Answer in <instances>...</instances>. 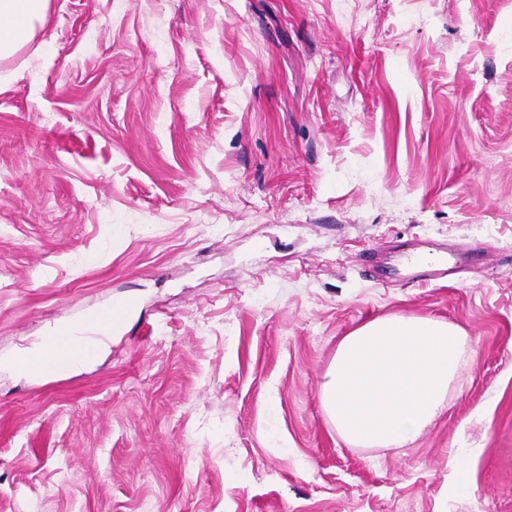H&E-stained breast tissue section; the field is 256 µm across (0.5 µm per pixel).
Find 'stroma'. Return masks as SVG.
I'll use <instances>...</instances> for the list:
<instances>
[{"mask_svg":"<svg viewBox=\"0 0 512 512\" xmlns=\"http://www.w3.org/2000/svg\"><path fill=\"white\" fill-rule=\"evenodd\" d=\"M424 244L444 281L375 284ZM120 299L93 359L17 368ZM400 313L461 370L351 446L323 376ZM0 512H512V0H50L0 59Z\"/></svg>","mask_w":512,"mask_h":512,"instance_id":"1","label":"stroma"}]
</instances>
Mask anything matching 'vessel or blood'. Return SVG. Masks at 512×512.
<instances>
[{"label":"vessel or blood","instance_id":"vessel-or-blood-1","mask_svg":"<svg viewBox=\"0 0 512 512\" xmlns=\"http://www.w3.org/2000/svg\"><path fill=\"white\" fill-rule=\"evenodd\" d=\"M442 273L441 261L408 255L394 266L386 268L382 276L386 279L396 276L411 283L432 280ZM127 310V302L118 301L92 310L80 326L58 325L53 331L52 339L63 356L52 365V372L58 375L67 374L79 361L92 358L107 343L113 325L124 318Z\"/></svg>","mask_w":512,"mask_h":512}]
</instances>
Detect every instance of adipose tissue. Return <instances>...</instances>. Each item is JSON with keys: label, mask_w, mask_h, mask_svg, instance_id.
<instances>
[{"label": "adipose tissue", "mask_w": 512, "mask_h": 512, "mask_svg": "<svg viewBox=\"0 0 512 512\" xmlns=\"http://www.w3.org/2000/svg\"><path fill=\"white\" fill-rule=\"evenodd\" d=\"M49 0H0V57L28 44L46 21Z\"/></svg>", "instance_id": "1"}]
</instances>
